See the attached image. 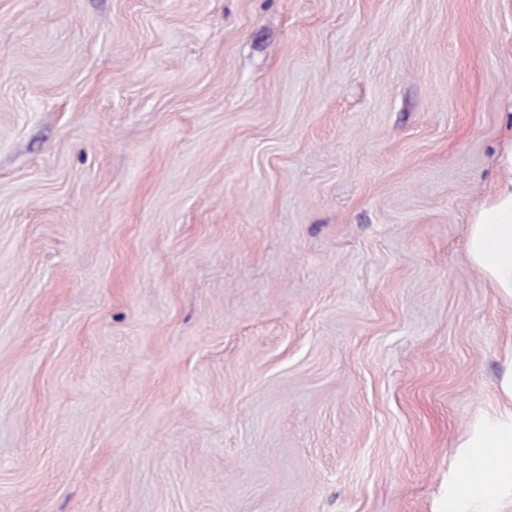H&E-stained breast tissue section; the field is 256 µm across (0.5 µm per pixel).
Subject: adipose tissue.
Here are the masks:
<instances>
[{
  "mask_svg": "<svg viewBox=\"0 0 512 512\" xmlns=\"http://www.w3.org/2000/svg\"><path fill=\"white\" fill-rule=\"evenodd\" d=\"M501 178L494 192L473 211L466 254L496 293L512 305V140L496 156ZM499 412L480 419L459 445L462 467L448 481V512H501L512 500V353L498 379Z\"/></svg>",
  "mask_w": 512,
  "mask_h": 512,
  "instance_id": "ef3b65f1",
  "label": "adipose tissue"
}]
</instances>
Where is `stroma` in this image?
I'll use <instances>...</instances> for the list:
<instances>
[{
  "label": "stroma",
  "instance_id": "1",
  "mask_svg": "<svg viewBox=\"0 0 512 512\" xmlns=\"http://www.w3.org/2000/svg\"><path fill=\"white\" fill-rule=\"evenodd\" d=\"M510 137L512 0H0V512H439Z\"/></svg>",
  "mask_w": 512,
  "mask_h": 512
}]
</instances>
